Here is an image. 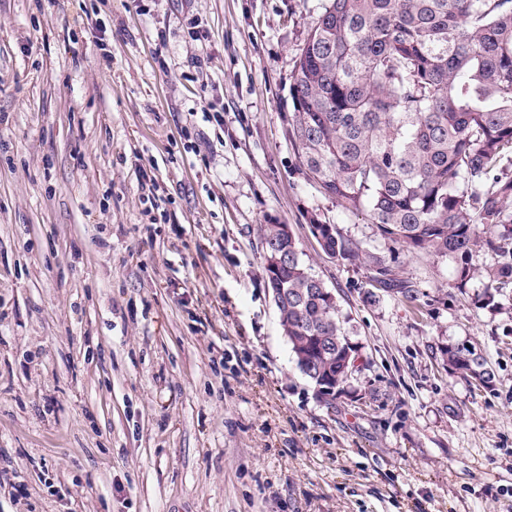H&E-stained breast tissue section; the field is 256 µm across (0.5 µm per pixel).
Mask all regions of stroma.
<instances>
[{"mask_svg":"<svg viewBox=\"0 0 512 512\" xmlns=\"http://www.w3.org/2000/svg\"><path fill=\"white\" fill-rule=\"evenodd\" d=\"M324 0H0V512H512V288L337 207L288 140ZM157 184L145 200L141 170ZM391 268L325 255L310 214ZM290 225L360 359L316 397L268 291ZM472 346L495 385L449 375Z\"/></svg>","mask_w":512,"mask_h":512,"instance_id":"35a3bbf8","label":"stroma"}]
</instances>
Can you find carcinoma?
Wrapping results in <instances>:
<instances>
[{"instance_id":"carcinoma-1","label":"carcinoma","mask_w":512,"mask_h":512,"mask_svg":"<svg viewBox=\"0 0 512 512\" xmlns=\"http://www.w3.org/2000/svg\"><path fill=\"white\" fill-rule=\"evenodd\" d=\"M288 137L301 166L343 210L367 217L377 234L409 252L461 260L485 246L497 256L481 295L496 305L512 284V0H325L296 55ZM323 251L367 263L370 279L393 287L381 258L321 227ZM282 245L266 224L262 248ZM296 261L265 266L293 357L322 379L340 373L349 338L336 305ZM448 371L492 386L474 348L443 351Z\"/></svg>"}]
</instances>
